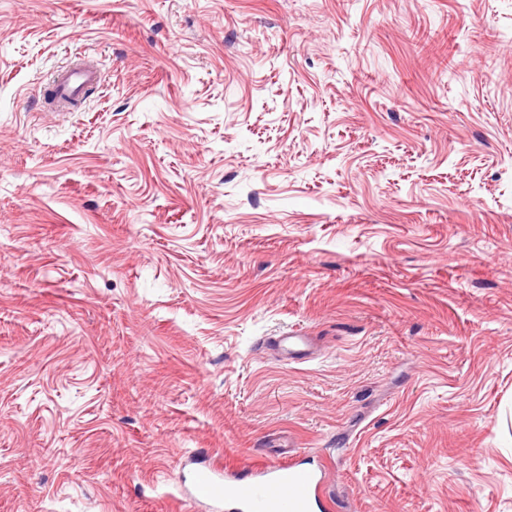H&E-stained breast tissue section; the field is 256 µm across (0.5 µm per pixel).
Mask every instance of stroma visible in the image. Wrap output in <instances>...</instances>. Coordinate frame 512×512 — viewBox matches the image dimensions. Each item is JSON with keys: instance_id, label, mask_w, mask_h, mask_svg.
<instances>
[{"instance_id": "1", "label": "stroma", "mask_w": 512, "mask_h": 512, "mask_svg": "<svg viewBox=\"0 0 512 512\" xmlns=\"http://www.w3.org/2000/svg\"><path fill=\"white\" fill-rule=\"evenodd\" d=\"M292 449L512 512V0H0V512ZM97 79V71L90 66L77 64L61 71L56 80L55 93L58 101L70 104L80 100L85 89Z\"/></svg>"}]
</instances>
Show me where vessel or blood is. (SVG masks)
<instances>
[{"label":"vessel or blood","instance_id":"vessel-or-blood-1","mask_svg":"<svg viewBox=\"0 0 512 512\" xmlns=\"http://www.w3.org/2000/svg\"><path fill=\"white\" fill-rule=\"evenodd\" d=\"M96 79V70L87 65L61 71L55 85L58 101L81 99ZM192 485L195 498L231 501L235 512H313L324 491L321 473L291 463L261 466L233 484L223 480L221 465L213 464L196 470Z\"/></svg>","mask_w":512,"mask_h":512}]
</instances>
